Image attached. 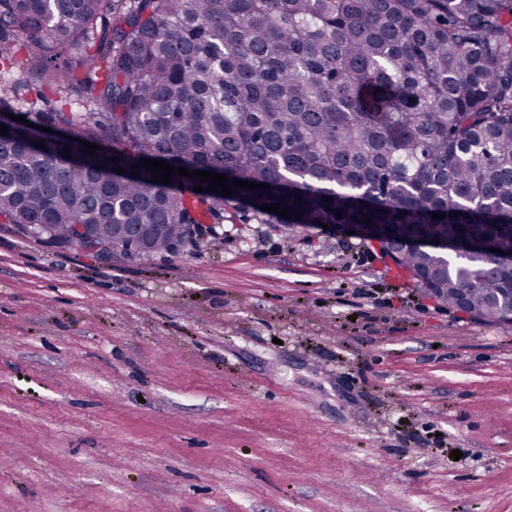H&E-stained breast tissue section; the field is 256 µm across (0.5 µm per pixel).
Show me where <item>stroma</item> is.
<instances>
[{"instance_id": "35a3bbf8", "label": "stroma", "mask_w": 512, "mask_h": 512, "mask_svg": "<svg viewBox=\"0 0 512 512\" xmlns=\"http://www.w3.org/2000/svg\"><path fill=\"white\" fill-rule=\"evenodd\" d=\"M0 512H512V325L247 207L108 263L0 224Z\"/></svg>"}]
</instances>
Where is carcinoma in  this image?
Returning a JSON list of instances; mask_svg holds the SVG:
<instances>
[{
	"mask_svg": "<svg viewBox=\"0 0 512 512\" xmlns=\"http://www.w3.org/2000/svg\"><path fill=\"white\" fill-rule=\"evenodd\" d=\"M35 34L19 65L95 95L78 110L0 95V113L33 123L0 148L1 224L32 235L50 224L48 238L80 250L77 224L100 240L115 224H150L151 251L171 252L199 223L178 189L197 178L158 184L131 168L164 160L269 185L196 195L215 220L252 198L284 235L368 217L405 238L476 242L446 263L398 246L396 263L434 272L448 305L469 289L476 315L499 318L508 267L494 250L512 251V0H0V60ZM82 140L100 142L94 161ZM278 202L292 219L261 209Z\"/></svg>",
	"mask_w": 512,
	"mask_h": 512,
	"instance_id": "carcinoma-1",
	"label": "carcinoma"
}]
</instances>
